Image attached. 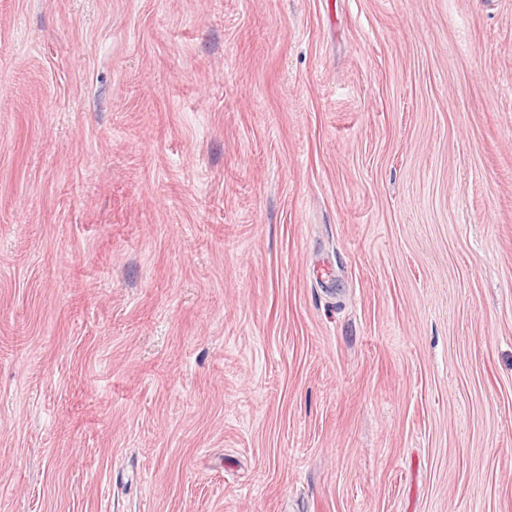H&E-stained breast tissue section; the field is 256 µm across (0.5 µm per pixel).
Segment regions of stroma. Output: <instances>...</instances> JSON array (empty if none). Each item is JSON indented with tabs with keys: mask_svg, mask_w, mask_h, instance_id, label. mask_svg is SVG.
Listing matches in <instances>:
<instances>
[{
	"mask_svg": "<svg viewBox=\"0 0 512 512\" xmlns=\"http://www.w3.org/2000/svg\"><path fill=\"white\" fill-rule=\"evenodd\" d=\"M0 512H512V0H0Z\"/></svg>",
	"mask_w": 512,
	"mask_h": 512,
	"instance_id": "1",
	"label": "stroma"
}]
</instances>
